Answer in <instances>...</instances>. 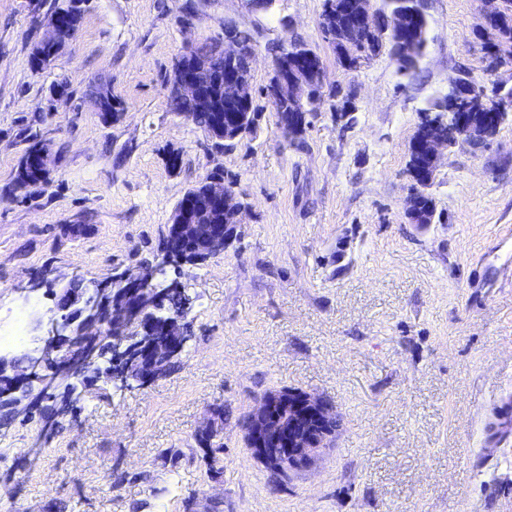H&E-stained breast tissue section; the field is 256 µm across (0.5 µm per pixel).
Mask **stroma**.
<instances>
[{
	"label": "stroma",
	"mask_w": 512,
	"mask_h": 512,
	"mask_svg": "<svg viewBox=\"0 0 512 512\" xmlns=\"http://www.w3.org/2000/svg\"><path fill=\"white\" fill-rule=\"evenodd\" d=\"M67 0H0V330L53 288L101 282L155 260L177 202L210 172L247 205L223 255L169 264L192 298L176 366L123 392L103 384L40 439V415L0 427V512H512V115L479 145L441 153L436 217L409 220L410 145L420 116L490 70L476 30L484 0H423L427 45L415 74L389 48L350 69L320 25L325 0H82L73 41L31 63L42 21ZM257 33L253 134L216 146L171 112L166 86L186 45ZM321 57L320 100L300 139L265 95L271 44ZM111 82L123 105L103 122L87 98ZM48 149L50 181L18 192V163ZM82 225L83 236L65 234ZM48 287L28 293L34 272ZM324 401L341 426L307 468L273 476L245 418L276 391ZM224 416L212 419L216 407ZM213 425L209 463L196 437Z\"/></svg>",
	"instance_id": "obj_1"
}]
</instances>
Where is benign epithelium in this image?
Returning a JSON list of instances; mask_svg holds the SVG:
<instances>
[{"instance_id":"7a95c632","label":"benign epithelium","mask_w":512,"mask_h":512,"mask_svg":"<svg viewBox=\"0 0 512 512\" xmlns=\"http://www.w3.org/2000/svg\"><path fill=\"white\" fill-rule=\"evenodd\" d=\"M489 4L483 13L478 30L493 69L503 67V48L489 41L488 33L504 11L505 0H485ZM347 15L345 37H357L366 29L381 35L393 36L404 29L403 13L394 10H372L371 0H347L335 6L329 0L321 18L326 28L334 17V9ZM71 16L57 17L43 23L42 42L62 46V35L72 29ZM224 60L228 64L224 75L214 79L215 89L223 90L224 101L240 109L252 99L251 71L236 67L241 58L253 59L255 46L245 45L231 34L224 33ZM210 61L186 47L173 66L174 76L167 85L171 111L184 99L196 101L200 110L211 107L213 92L205 89L200 75L208 72ZM324 68L320 56L312 49L286 45L280 58L274 60L273 75L267 86L269 99L276 111L279 128L290 135L300 131L306 116L314 111L318 94L304 85L310 81L320 84ZM461 82L456 81L448 91L447 109L425 112L421 117L419 134L413 140L411 152L419 157L412 168L420 186L431 185L442 149L448 147L443 127L459 129L458 142L467 144L475 134L490 138L512 112V102L503 100L489 113L468 111L474 97H481L477 83L468 94H460ZM243 113L232 112L222 122L210 128L208 135L224 147H232L243 139ZM244 209L241 195L234 187L219 178L207 177L200 195L188 197L174 211L168 224L170 253L159 264L128 268L112 276L108 282L92 288L66 286L53 291L56 312L48 319H34V347L17 357L0 353V371L7 369L15 386L0 394L16 413H29L61 390L70 403L80 400L90 386L89 371L105 357L85 343L84 336H100L105 327L97 311L105 309L112 324V365L110 372L98 374L112 383L117 391L143 386L159 378L167 363L179 359L187 347L185 317L191 309V299L182 295V304L174 312L166 306L175 283L158 281L172 254L192 255L191 264L198 265L224 253L237 236L240 215ZM333 412L318 398L306 393L286 392L267 395L248 415L245 431L249 444L267 466L278 472L306 465L323 447L336 428L332 426Z\"/></svg>"}]
</instances>
